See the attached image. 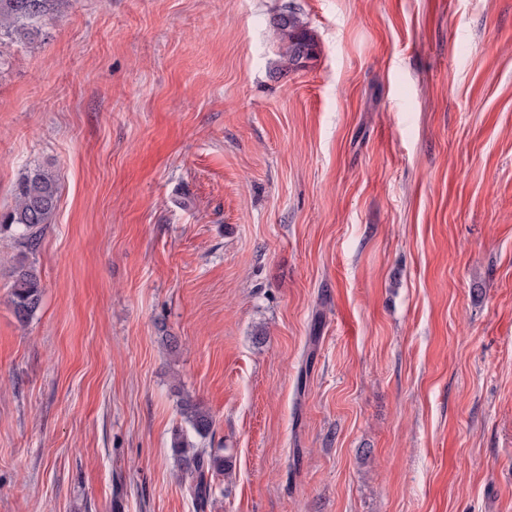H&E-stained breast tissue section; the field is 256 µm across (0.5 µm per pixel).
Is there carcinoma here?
I'll return each instance as SVG.
<instances>
[{
    "label": "carcinoma",
    "instance_id": "obj_1",
    "mask_svg": "<svg viewBox=\"0 0 512 512\" xmlns=\"http://www.w3.org/2000/svg\"><path fill=\"white\" fill-rule=\"evenodd\" d=\"M69 0H0V44L3 39L26 42L39 33L38 24L60 15ZM271 26L282 48L286 69L306 66L316 56L314 36L290 10L272 18ZM15 208L10 217L15 233L33 250L47 224L52 222L59 201L58 183L51 173L41 169L26 172L16 183ZM42 288L34 267L21 262L13 270L11 303L16 318L29 322L42 304ZM179 414L185 426L172 431L171 449L181 472V482L199 512L212 503L213 479L229 473L231 464L224 457L199 448L190 439L207 438L214 420L204 405L186 395L179 402Z\"/></svg>",
    "mask_w": 512,
    "mask_h": 512
}]
</instances>
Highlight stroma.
I'll list each match as a JSON object with an SVG mask.
<instances>
[{
  "label": "stroma",
  "mask_w": 512,
  "mask_h": 512,
  "mask_svg": "<svg viewBox=\"0 0 512 512\" xmlns=\"http://www.w3.org/2000/svg\"><path fill=\"white\" fill-rule=\"evenodd\" d=\"M287 8L318 49L283 76ZM39 28L0 45V217L59 184L35 250L0 232V512H195L184 393L232 463L208 512H512V0ZM11 303L16 318L21 323L29 322L42 304V288L33 266L20 262L13 270Z\"/></svg>",
  "instance_id": "1"
}]
</instances>
